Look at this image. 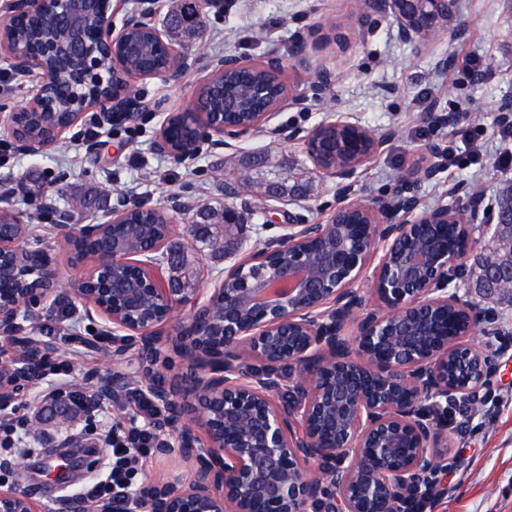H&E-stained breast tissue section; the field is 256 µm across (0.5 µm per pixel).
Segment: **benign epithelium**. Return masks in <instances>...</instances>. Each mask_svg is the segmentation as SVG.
<instances>
[{"mask_svg": "<svg viewBox=\"0 0 512 512\" xmlns=\"http://www.w3.org/2000/svg\"><path fill=\"white\" fill-rule=\"evenodd\" d=\"M96 0H10L4 26L23 15L52 9L57 22L41 30L36 51L0 39V62L17 76L36 77L30 99L0 115V127L24 151H36L65 138L86 113L100 121L125 119L140 109L139 82L162 76L174 85L198 65L195 55L171 43L153 16L160 0H136L121 25L85 29V15ZM392 14L400 40H426L436 21L416 27L401 17L398 0H373ZM151 34L168 50L172 64L131 72L126 59L130 36ZM74 63L71 119L56 123L45 114V135L32 138L18 127L22 112L40 109L51 90L47 59ZM243 57L227 53L212 65L203 86L222 91L216 73L241 71ZM109 67L110 80L102 72ZM305 96L280 93L261 112H234L192 101L181 112H167L154 149L180 165H192L202 146L212 169L224 167V150L260 133L303 144L317 172L332 180L339 199L325 224L302 213L307 194L276 183L224 185V195L246 193L256 206H224L227 226L260 213L264 223L284 218L282 233L264 239L248 257L224 268L219 287L203 301L171 276L183 250L211 239L214 252L230 256L229 237H210L202 210L178 198L152 208L129 193L120 194L104 224H76V200L65 209L44 199L70 250L112 230V247L90 254L92 261L74 287H61L60 275L44 253L35 275L17 297L0 298V411L24 386L42 379L47 346L32 336V309L54 305L74 294L86 316L112 327L119 345L138 351L141 384L159 416L152 428L161 445L153 453L174 456L186 475L169 484L144 482L139 490L145 512H412L442 491L448 472V401H472L496 371L500 350L470 341L479 332L501 335L490 312L456 284L459 271L480 248L481 289L512 297V228L504 233L501 211L484 203L479 191L448 186V198H469L465 208L442 200L427 204L422 186L437 173L432 163L401 179L389 200H366L358 188L359 170L377 157L395 131L375 132L344 118H331L303 132L274 124L284 107L301 106ZM152 209L162 224H138ZM0 272L5 261L30 252L16 227L25 214L0 199ZM494 229L488 239L479 230ZM370 296H365V293ZM193 302L187 316L176 306ZM185 369L163 374L172 355ZM131 381L100 375L86 392L69 401L51 392L37 398L31 422L39 433L70 423L78 410L100 408ZM0 512H41L30 489L0 490Z\"/></svg>", "mask_w": 512, "mask_h": 512, "instance_id": "7a95c632", "label": "benign epithelium"}]
</instances>
